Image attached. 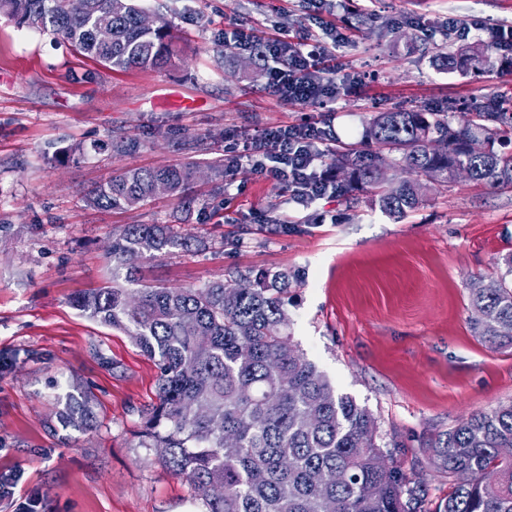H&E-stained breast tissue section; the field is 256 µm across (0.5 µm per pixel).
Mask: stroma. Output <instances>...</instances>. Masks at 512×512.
I'll return each mask as SVG.
<instances>
[{"instance_id":"stroma-1","label":"stroma","mask_w":512,"mask_h":512,"mask_svg":"<svg viewBox=\"0 0 512 512\" xmlns=\"http://www.w3.org/2000/svg\"><path fill=\"white\" fill-rule=\"evenodd\" d=\"M171 26L174 63L120 72L61 38L0 13V472L19 475L41 512H203L189 484L140 447L141 411L156 400L157 369L123 331L73 308L112 280L107 249L127 224H173L213 239L202 255L144 263L146 285L194 287L229 272L288 269L300 280L288 307L293 341L340 392L377 420L385 450L423 471L428 500L450 483L430 461L438 434L512 401V347L476 336L469 286L512 255V188L463 181L429 189L396 221L339 195L305 208L242 167L212 194L210 165L255 131L316 123L337 144L359 142L387 108L443 110L449 101L512 97V70L446 72L433 57L512 23V0H137ZM468 38H445L448 21ZM335 22L334 111L273 93L249 47L224 53L225 31L292 42ZM429 38L406 47L416 30ZM115 135L131 154L95 151ZM190 163L197 202L184 214L158 197L127 210L87 206L114 171ZM276 212L288 227L269 233ZM87 425L59 417L68 396Z\"/></svg>"}]
</instances>
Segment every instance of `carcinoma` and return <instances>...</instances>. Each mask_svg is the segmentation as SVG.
I'll use <instances>...</instances> for the list:
<instances>
[{"mask_svg":"<svg viewBox=\"0 0 512 512\" xmlns=\"http://www.w3.org/2000/svg\"><path fill=\"white\" fill-rule=\"evenodd\" d=\"M31 28L56 35L114 71L162 69L172 64L170 30L141 25L135 0H87L82 16L66 0H0ZM112 25V44L94 38L96 25ZM494 47L475 43L435 59L439 69L483 74L494 69ZM467 112L452 126L448 112ZM365 148L336 153L347 174L338 192L371 196L372 204L401 220L418 210L427 183H456L455 172L492 188L512 187V102L481 106L448 103V111L388 109L365 127ZM138 146L120 136L106 147L123 157ZM387 165L425 178L389 184ZM191 164L125 168L92 189L85 202L98 209L134 207L158 195L176 199L186 214L196 198ZM211 242L185 238L170 224H129L112 236V284L72 298L90 318L125 332L157 369L156 402L141 414L139 447L185 478L205 512H512V403L473 413L435 442L433 460L451 491L426 507L413 475L391 462L375 417L292 342L288 290L297 275L286 269L239 274L196 288L143 286L131 254L151 260L181 251L206 252ZM483 287L470 289L471 324L493 346L512 345V258ZM237 447H224V434Z\"/></svg>","mask_w":512,"mask_h":512,"instance_id":"cac0c4a2","label":"carcinoma"}]
</instances>
